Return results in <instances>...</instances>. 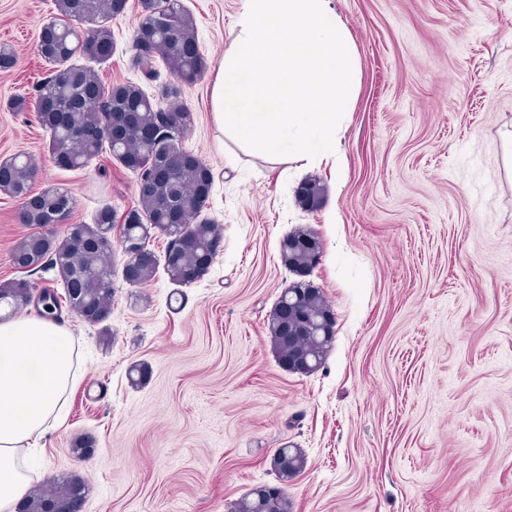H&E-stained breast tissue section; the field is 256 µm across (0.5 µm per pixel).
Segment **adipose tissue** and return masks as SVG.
<instances>
[{"instance_id":"ef3b65f1","label":"adipose tissue","mask_w":512,"mask_h":512,"mask_svg":"<svg viewBox=\"0 0 512 512\" xmlns=\"http://www.w3.org/2000/svg\"><path fill=\"white\" fill-rule=\"evenodd\" d=\"M76 381L66 325L38 315L0 321V512H15L27 496L31 444L56 426Z\"/></svg>"}]
</instances>
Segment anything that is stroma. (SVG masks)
Listing matches in <instances>:
<instances>
[{
  "label": "stroma",
  "mask_w": 512,
  "mask_h": 512,
  "mask_svg": "<svg viewBox=\"0 0 512 512\" xmlns=\"http://www.w3.org/2000/svg\"><path fill=\"white\" fill-rule=\"evenodd\" d=\"M211 68L236 34L239 0H182ZM361 78L346 118L342 172L276 166L225 136L210 73L181 87L194 114L181 141L210 166L204 211L222 230L208 274L174 285L114 280L110 335L68 309L81 377L64 420L36 444L33 483L80 476L86 512H230L276 483V449L299 448L293 512H512V0H331ZM138 0L113 20L103 82L160 99L167 69L133 67ZM54 0H0V159L26 154L33 192L70 191L74 223L105 203H136L135 175L100 155L63 171L33 107L47 64L36 46ZM22 96L26 111L9 100ZM325 186L314 209L297 193ZM0 192V283L21 278L12 245L30 233ZM322 243L309 277L335 337L323 366L285 370L268 318L297 277L280 242L298 228ZM146 372L133 383L129 372ZM88 438L95 453L77 458Z\"/></svg>",
  "instance_id": "35a3bbf8"
}]
</instances>
